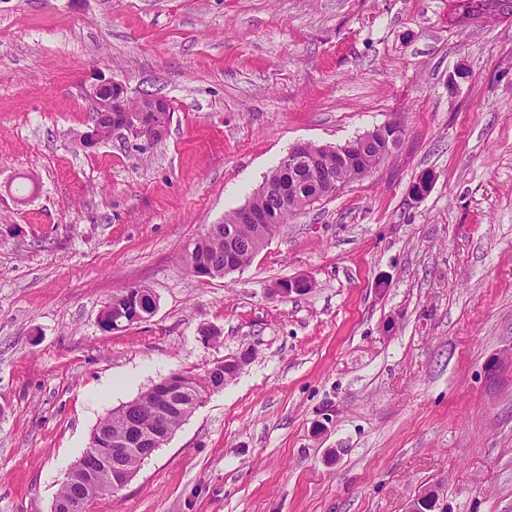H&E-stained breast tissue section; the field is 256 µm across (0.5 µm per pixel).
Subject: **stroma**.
I'll return each mask as SVG.
<instances>
[{"instance_id":"35a3bbf8","label":"stroma","mask_w":512,"mask_h":512,"mask_svg":"<svg viewBox=\"0 0 512 512\" xmlns=\"http://www.w3.org/2000/svg\"><path fill=\"white\" fill-rule=\"evenodd\" d=\"M452 0H0V512H50L98 422L253 356L92 512H512V19ZM102 79L172 107L91 148ZM394 156L251 264L184 256L298 142ZM429 176L427 192L412 188ZM312 277L304 295L271 296ZM148 321L107 332L125 286ZM218 336L206 342L202 329ZM312 288V281L308 276H301L288 279L287 283H276L270 293L281 299H286L292 294H303ZM149 290L145 286H129L113 295L101 312L100 323L102 328L107 332H112V318L121 317L124 322L130 324L137 322L141 313L142 319H149L155 313V309L145 312L148 306H156L154 296L150 298L143 292ZM150 291V290H149ZM154 299V302H153ZM155 303V304H154ZM143 312V313H142ZM486 378L492 382H499L504 375L508 374L512 379V350L507 353L499 351L496 355L490 358L484 367Z\"/></svg>"}]
</instances>
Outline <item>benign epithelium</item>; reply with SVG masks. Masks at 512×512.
I'll use <instances>...</instances> for the list:
<instances>
[{
	"mask_svg": "<svg viewBox=\"0 0 512 512\" xmlns=\"http://www.w3.org/2000/svg\"><path fill=\"white\" fill-rule=\"evenodd\" d=\"M90 97L95 111L103 113L121 112L124 119L120 127L114 129L116 133H127L134 140L140 141L139 148L144 150L159 140L163 131L152 116L154 112H168V100L158 94H144L137 99L138 106L131 109L128 106L129 98L121 84L112 80H102L90 89ZM402 128L395 122H388L368 131L352 141L336 147V153L349 165L368 164L364 171L375 169L379 157L364 158L361 145L366 142H376L378 138L390 134L395 150L397 139L400 138ZM280 177L273 183L267 182L261 186V191L269 194L282 207H288L290 186L286 175L302 177L308 180L314 189V195L309 201L314 202L322 198L341 192V185L333 183L322 174L319 167L318 148L305 142L294 144L288 154L280 161L278 166ZM312 288V281L307 276L288 279L286 283H277L270 289L273 296L286 299L293 294H303ZM486 378L492 382L500 381L504 375L512 377V350L500 351L490 358L484 367ZM182 374L173 373L153 385V402L158 416L154 425L146 428L141 423L130 425L128 436L121 441H112V436L105 430L97 431L98 452L90 455V460L99 469V472L108 477L114 484L124 487L133 478V473L126 468V460L134 449H141L143 454L149 456L169 440L168 431L165 430L166 420L174 411L183 407L180 396L183 392ZM89 502L83 497H75L63 505L55 504L52 512H88Z\"/></svg>",
	"mask_w": 512,
	"mask_h": 512,
	"instance_id": "1",
	"label": "benign epithelium"
}]
</instances>
